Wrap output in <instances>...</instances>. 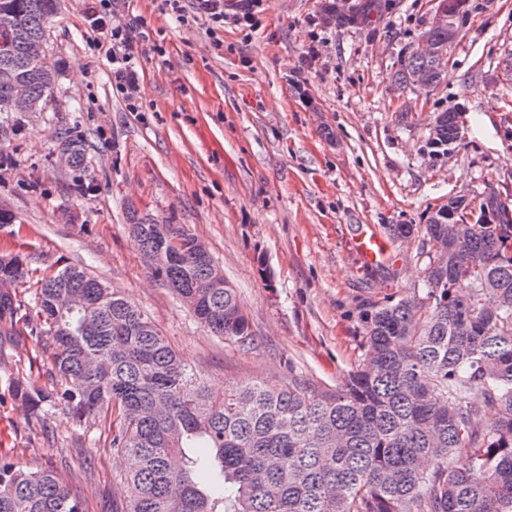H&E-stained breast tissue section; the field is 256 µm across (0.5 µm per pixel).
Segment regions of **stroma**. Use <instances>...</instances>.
<instances>
[{
  "instance_id": "obj_1",
  "label": "stroma",
  "mask_w": 512,
  "mask_h": 512,
  "mask_svg": "<svg viewBox=\"0 0 512 512\" xmlns=\"http://www.w3.org/2000/svg\"><path fill=\"white\" fill-rule=\"evenodd\" d=\"M358 0H263L261 27L182 24L132 0L163 54L138 55L140 111L112 89L90 25L96 0H60L46 51L58 69L39 112L0 114V253L34 248L41 268L83 266L144 310L214 393L294 377L335 391L362 355L358 310L422 287L417 240L361 264L363 228L423 224L448 197L512 199V0H473L428 94L394 84L439 0H391L368 23H340ZM315 60H308V46ZM459 113L451 153L432 155L437 113ZM67 140L81 167L60 162ZM178 224L204 242L238 291L254 341L207 332L148 273L131 220ZM0 363V455L49 470L86 512H122L126 487L101 418L36 421L10 395L44 356L18 344Z\"/></svg>"
}]
</instances>
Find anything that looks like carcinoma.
Segmentation results:
<instances>
[{"instance_id": "cac0c4a2", "label": "carcinoma", "mask_w": 512, "mask_h": 512, "mask_svg": "<svg viewBox=\"0 0 512 512\" xmlns=\"http://www.w3.org/2000/svg\"><path fill=\"white\" fill-rule=\"evenodd\" d=\"M57 0H0L14 30L0 39V113L22 85L38 104L56 71L45 51ZM419 37L448 49V28ZM446 56L411 49L394 83L441 82ZM460 138L443 111L428 145ZM470 203L448 198L428 223L390 224L395 239L421 238L423 295L385 297L358 311L362 356L336 392L295 378L251 382L222 395L172 349L143 310L79 266L53 274L34 256L0 253V357L20 338L46 355L47 382L21 374L11 395L38 419L60 411L80 426L99 414L128 488L123 512H512V201L479 202L492 220L462 224ZM150 274L208 332L243 346L249 320L207 247L177 224H132ZM28 284L31 299L17 288ZM482 390L495 420L479 427L465 402ZM207 448L208 456L186 452ZM211 471L203 487L198 470ZM0 512H85L47 470L0 457Z\"/></svg>"}]
</instances>
